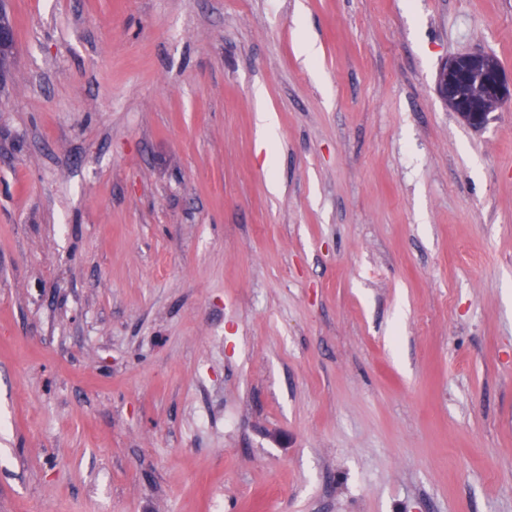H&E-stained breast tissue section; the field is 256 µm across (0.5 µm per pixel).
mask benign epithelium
Wrapping results in <instances>:
<instances>
[{
    "label": "benign epithelium",
    "mask_w": 512,
    "mask_h": 512,
    "mask_svg": "<svg viewBox=\"0 0 512 512\" xmlns=\"http://www.w3.org/2000/svg\"><path fill=\"white\" fill-rule=\"evenodd\" d=\"M16 32L0 22V72L11 62ZM436 92L448 109L469 127L479 130L490 115L512 100V82L507 81L496 57L487 52L457 55L444 62L437 74Z\"/></svg>",
    "instance_id": "benign-epithelium-1"
}]
</instances>
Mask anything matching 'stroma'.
<instances>
[{
  "mask_svg": "<svg viewBox=\"0 0 512 512\" xmlns=\"http://www.w3.org/2000/svg\"><path fill=\"white\" fill-rule=\"evenodd\" d=\"M5 7L0 512H512V0ZM436 92L461 121L479 130L488 124L492 112L512 100V82L494 55L466 53L441 65Z\"/></svg>",
  "mask_w": 512,
  "mask_h": 512,
  "instance_id": "obj_1",
  "label": "stroma"
}]
</instances>
